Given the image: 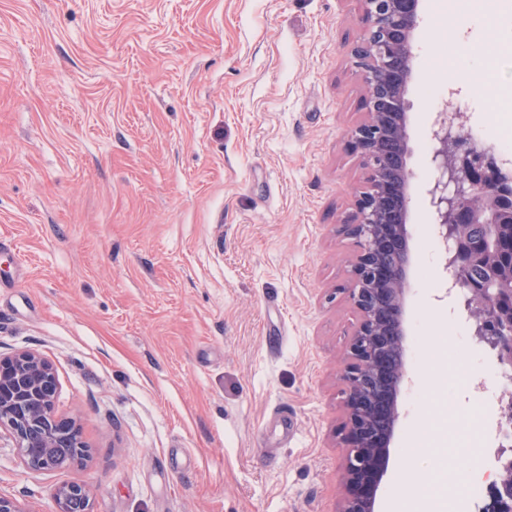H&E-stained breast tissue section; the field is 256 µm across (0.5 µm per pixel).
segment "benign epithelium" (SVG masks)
Here are the masks:
<instances>
[{
    "instance_id": "1",
    "label": "benign epithelium",
    "mask_w": 512,
    "mask_h": 512,
    "mask_svg": "<svg viewBox=\"0 0 512 512\" xmlns=\"http://www.w3.org/2000/svg\"><path fill=\"white\" fill-rule=\"evenodd\" d=\"M365 38L352 55L365 85L367 117L349 134L350 149L366 170V186L356 195L343 225L356 243L348 300L356 325L346 346L340 376L343 426L339 444L342 493L337 512H378V493L400 417L399 398L408 380L406 294L411 264L408 212L407 98L415 61L420 0H360ZM456 128L439 118L430 131L427 164L433 172L428 196L434 232L443 244L449 291L463 299L474 324L473 336L512 373V240L503 239L512 217L504 187L495 180L489 150L478 140L448 148ZM58 379L52 363L37 351L0 356V427L15 441L24 466L56 468V456L86 453L80 427L54 415ZM488 485L486 512H512V448ZM58 512L82 500L86 488L59 485Z\"/></svg>"
}]
</instances>
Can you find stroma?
Returning <instances> with one entry per match:
<instances>
[{"mask_svg":"<svg viewBox=\"0 0 512 512\" xmlns=\"http://www.w3.org/2000/svg\"><path fill=\"white\" fill-rule=\"evenodd\" d=\"M422 0L408 98V382L381 512L447 473L499 373L448 294L424 191L441 100L493 144L512 121V8L452 26ZM360 0H0V353L54 365L78 465L33 472L0 437V493L57 512H336L339 377L356 315L342 226L366 171ZM466 66L445 74L448 63ZM431 452H415L419 436ZM58 512H71V503L82 500L83 512H91L90 500L86 488L79 483H64L59 485L54 493Z\"/></svg>","mask_w":512,"mask_h":512,"instance_id":"1","label":"stroma"}]
</instances>
